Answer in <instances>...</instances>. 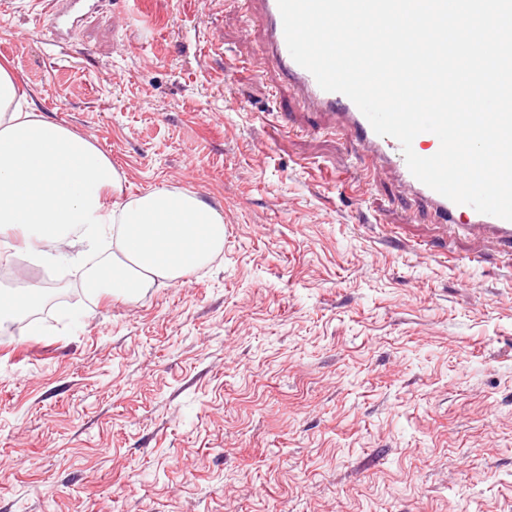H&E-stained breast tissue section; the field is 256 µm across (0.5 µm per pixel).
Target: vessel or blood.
Listing matches in <instances>:
<instances>
[{
    "label": "vessel or blood",
    "mask_w": 512,
    "mask_h": 512,
    "mask_svg": "<svg viewBox=\"0 0 512 512\" xmlns=\"http://www.w3.org/2000/svg\"><path fill=\"white\" fill-rule=\"evenodd\" d=\"M259 18L265 36L262 58L272 64L289 84L318 111L334 113L336 130L359 149L366 161V174L391 175L412 198L421 201L436 223L449 232L489 235L512 249V221L482 214L468 205H458L416 179L408 169L399 141L375 133L367 118L344 94L321 89L314 76L291 57L284 36L277 0H259Z\"/></svg>",
    "instance_id": "b4317fda"
}]
</instances>
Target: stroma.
Returning a JSON list of instances; mask_svg holds the SVG:
<instances>
[{"label":"stroma","mask_w":512,"mask_h":512,"mask_svg":"<svg viewBox=\"0 0 512 512\" xmlns=\"http://www.w3.org/2000/svg\"><path fill=\"white\" fill-rule=\"evenodd\" d=\"M143 2L58 44L0 0V63L124 198L216 207L224 247L91 295L104 239L0 330V512H512V255L365 182L240 0Z\"/></svg>","instance_id":"35a3bbf8"}]
</instances>
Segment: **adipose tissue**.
Returning a JSON list of instances; mask_svg holds the SVG:
<instances>
[{
  "instance_id": "ef3b65f1",
  "label": "adipose tissue",
  "mask_w": 512,
  "mask_h": 512,
  "mask_svg": "<svg viewBox=\"0 0 512 512\" xmlns=\"http://www.w3.org/2000/svg\"><path fill=\"white\" fill-rule=\"evenodd\" d=\"M124 178L87 138L44 119L0 65V235L20 232L28 254L77 261L111 236L92 291L126 296L204 267L224 245L223 214L188 191L123 200Z\"/></svg>"
}]
</instances>
